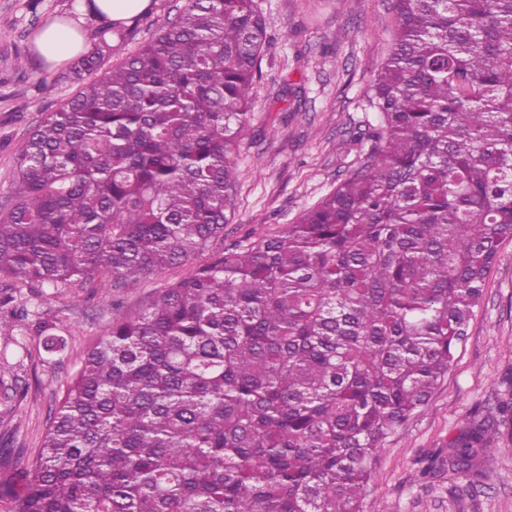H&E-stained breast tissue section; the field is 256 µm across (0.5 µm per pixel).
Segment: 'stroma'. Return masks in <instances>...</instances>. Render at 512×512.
I'll use <instances>...</instances> for the list:
<instances>
[{"label":"stroma","mask_w":512,"mask_h":512,"mask_svg":"<svg viewBox=\"0 0 512 512\" xmlns=\"http://www.w3.org/2000/svg\"><path fill=\"white\" fill-rule=\"evenodd\" d=\"M269 22L250 96L254 116L236 159V206L212 250L280 232L332 190L362 158L359 140L369 113L365 95L392 39L391 0H257ZM185 0H153L142 19L113 38L112 62L134 54L175 19ZM77 21L88 44L99 19L83 0H0V211L13 202L15 153L42 118L78 90L68 65L52 66L34 46L46 22ZM56 80L52 94L40 79ZM186 272L176 266L116 288L80 285L56 296L19 288L28 306L66 324V349L50 357L27 337V357L0 340L11 370L0 378V482L26 468L39 451L49 411L87 349L112 320L147 307ZM512 402V240L487 278L465 342L427 403L380 449L361 512H512V436L476 471L448 477L450 439L497 416Z\"/></svg>","instance_id":"stroma-1"}]
</instances>
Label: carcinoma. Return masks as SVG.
I'll list each match as a JSON object with an SVG mask.
<instances>
[{"label":"carcinoma","instance_id":"carcinoma-1","mask_svg":"<svg viewBox=\"0 0 512 512\" xmlns=\"http://www.w3.org/2000/svg\"><path fill=\"white\" fill-rule=\"evenodd\" d=\"M363 159L271 236L226 247L87 350L17 512H360L375 454L448 373L512 239V0H393ZM268 25L256 0H186L19 146L0 213V338L65 349L17 302L129 286L224 236ZM492 420L448 471L496 452Z\"/></svg>","mask_w":512,"mask_h":512}]
</instances>
